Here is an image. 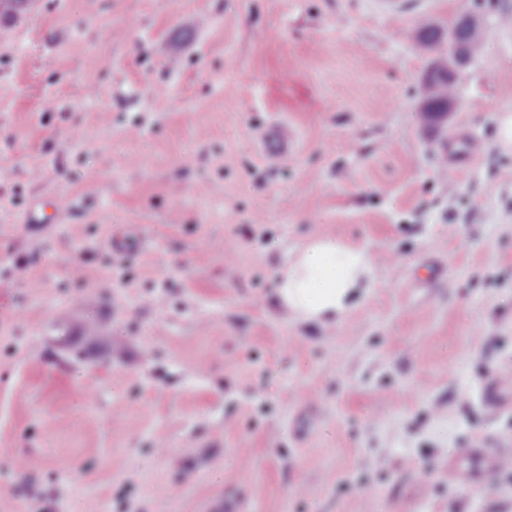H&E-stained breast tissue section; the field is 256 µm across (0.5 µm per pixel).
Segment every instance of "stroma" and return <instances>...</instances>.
<instances>
[{
    "label": "stroma",
    "mask_w": 512,
    "mask_h": 512,
    "mask_svg": "<svg viewBox=\"0 0 512 512\" xmlns=\"http://www.w3.org/2000/svg\"><path fill=\"white\" fill-rule=\"evenodd\" d=\"M470 13L512 0H41L7 26L0 512H512V468L448 479L468 440L512 448L476 392L512 393V25L444 128L418 111L448 44L417 29ZM467 129L485 149L448 176ZM319 237L377 268L331 329L271 305ZM300 143V132L294 124L274 120L262 131L259 150L265 159L282 163L293 160L297 156Z\"/></svg>",
    "instance_id": "1"
}]
</instances>
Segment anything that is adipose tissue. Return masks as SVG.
<instances>
[{"mask_svg": "<svg viewBox=\"0 0 512 512\" xmlns=\"http://www.w3.org/2000/svg\"><path fill=\"white\" fill-rule=\"evenodd\" d=\"M374 263L362 249L317 238L287 256L276 295L295 319L336 325L368 292Z\"/></svg>", "mask_w": 512, "mask_h": 512, "instance_id": "1", "label": "adipose tissue"}]
</instances>
